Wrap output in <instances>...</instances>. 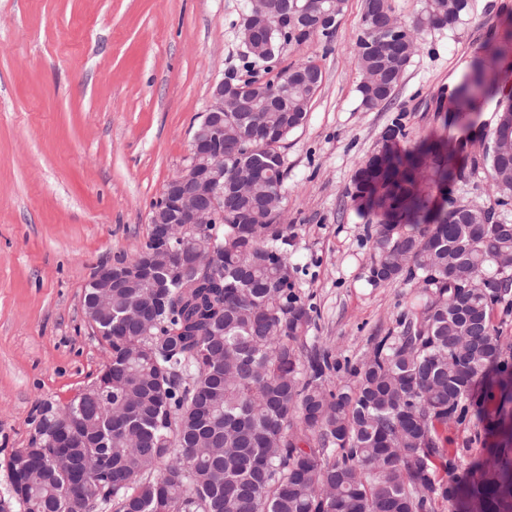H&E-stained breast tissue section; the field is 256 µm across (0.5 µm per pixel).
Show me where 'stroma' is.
Returning <instances> with one entry per match:
<instances>
[{"instance_id": "stroma-1", "label": "stroma", "mask_w": 512, "mask_h": 512, "mask_svg": "<svg viewBox=\"0 0 512 512\" xmlns=\"http://www.w3.org/2000/svg\"><path fill=\"white\" fill-rule=\"evenodd\" d=\"M450 29L431 30L390 104L360 105L362 0H346L331 40L285 48L277 68L315 61L323 73L306 121L282 150L291 262L314 307L309 342L358 363L396 329L416 290L374 284L376 219L350 195L358 161L401 118L399 148L434 136L467 140L473 156L512 79L493 69L491 97L465 119L448 110V78L512 31V0H470ZM249 0H0V496L10 455L29 447L43 404L63 409L110 349L87 323L94 272L145 245L154 203L181 170L214 82L246 78L240 29ZM481 412L441 432L464 480L512 427V391L475 387Z\"/></svg>"}]
</instances>
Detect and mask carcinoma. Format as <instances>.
I'll return each instance as SVG.
<instances>
[{
    "label": "carcinoma",
    "instance_id": "obj_1",
    "mask_svg": "<svg viewBox=\"0 0 512 512\" xmlns=\"http://www.w3.org/2000/svg\"><path fill=\"white\" fill-rule=\"evenodd\" d=\"M469 0H426L391 48L377 16L396 17L393 0H364L357 63L373 82L357 88L373 110L392 100L410 65L416 35L454 26ZM337 24L310 30L287 15L269 22V44L248 50L250 65L266 64L292 43L329 38ZM487 45L473 57L461 90L484 92ZM291 68L243 85L264 96L288 94V111L258 112L279 130L266 143L241 135L238 114L224 115V183L239 169L261 178L248 194L250 209L224 208L223 222L167 242L148 237L136 255L151 258L148 279L112 289V308L93 304L88 283L85 312L101 320L100 338L111 353L112 386L88 387L59 413L41 412L26 458L40 460L39 477L17 498L23 512H435L460 498L459 512H512V433L489 450L463 485L437 481L434 459L445 455L437 427L464 420L476 405L471 388L503 355L491 316L512 290V269L496 257L512 252V160L499 154L497 137H512V108L496 110V126L470 168L445 157L443 141L423 140L384 151L380 165L356 164L366 187L353 198L378 221L371 236L372 281H402L420 289L399 319L398 331L378 337L357 365L328 350H307L313 307L288 261L292 246L280 151L306 120L314 92L287 82ZM484 174L496 197L501 224H472L454 212L474 200L448 198L434 211L420 181L467 183ZM200 241L212 264L191 271L173 254ZM467 265L506 292L477 293L455 274ZM145 298L150 322L135 327L125 314ZM66 418L74 439L73 464L91 465L85 484L59 459L55 417Z\"/></svg>",
    "mask_w": 512,
    "mask_h": 512
}]
</instances>
